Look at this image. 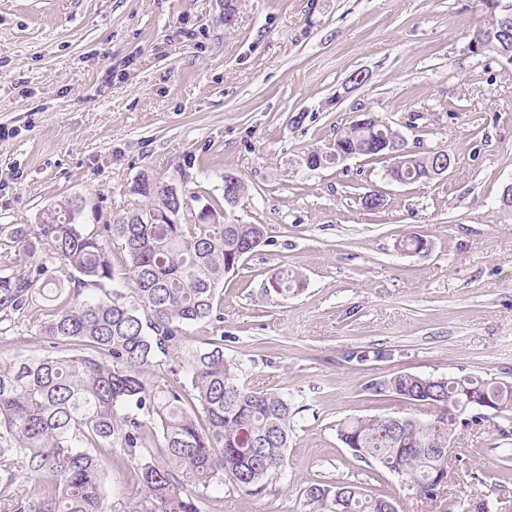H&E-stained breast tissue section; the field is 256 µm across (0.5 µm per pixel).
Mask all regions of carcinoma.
<instances>
[{"instance_id": "carcinoma-1", "label": "carcinoma", "mask_w": 512, "mask_h": 512, "mask_svg": "<svg viewBox=\"0 0 512 512\" xmlns=\"http://www.w3.org/2000/svg\"><path fill=\"white\" fill-rule=\"evenodd\" d=\"M336 140L367 148L349 122ZM407 174L430 181L431 160ZM136 223L125 212L91 230L77 223L83 201L70 198L44 210L36 232H10L35 266L0 273V322L39 310L40 333L52 351L0 362V498L14 493L15 462L26 464L30 489L16 512H106L103 458L120 445L145 489L150 512H200L188 484L205 490L224 479L248 493L261 491L288 466L294 411L275 392L252 389L239 365L224 357V339L187 348V328L213 316L228 265L239 264L265 243L260 224L224 223V206L203 190L180 186L181 206L199 202L198 224H176L161 192L133 180ZM125 252L132 297L114 283L112 242ZM69 293L53 287L57 274ZM290 271L269 281L283 295L301 287ZM171 362L168 375L158 373ZM376 394L438 408L430 420L402 418L387 429L377 417L340 424L342 444L359 461H373L428 491L448 477V437L472 403L488 399L495 412L512 414V382L472 376L422 381L399 373L373 382ZM157 426L159 443L146 447L142 418ZM307 502L321 512H393L384 496L352 484L312 483Z\"/></svg>"}]
</instances>
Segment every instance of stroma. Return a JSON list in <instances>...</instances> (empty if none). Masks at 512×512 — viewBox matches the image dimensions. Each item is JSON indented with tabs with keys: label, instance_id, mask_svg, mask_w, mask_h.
I'll return each mask as SVG.
<instances>
[{
	"label": "stroma",
	"instance_id": "35a3bbf8",
	"mask_svg": "<svg viewBox=\"0 0 512 512\" xmlns=\"http://www.w3.org/2000/svg\"><path fill=\"white\" fill-rule=\"evenodd\" d=\"M484 17L481 0H0V267L39 261L10 228L71 197L87 202L81 223H108L145 169L183 170L218 200L234 174L245 192L225 223L265 227L218 289L221 320L192 325L189 345L223 339L242 381L292 403L287 474L253 495L229 480L199 490L201 512H313L303 490L318 481L398 512L472 498L512 512L498 469L512 419L457 428L463 453L437 503L338 437L350 417L429 418L370 393L402 372L512 381V214L498 202L512 181V64L469 51ZM356 71L365 82L344 91ZM358 112L393 121L410 149L448 150L447 174L399 185L364 156L307 169ZM371 191L382 208L364 207ZM413 232L428 253L401 252ZM282 268L303 280L285 297L264 289ZM39 322L22 317L0 359L48 350ZM360 350L371 358L352 359ZM104 490L109 512H143L120 449Z\"/></svg>",
	"mask_w": 512,
	"mask_h": 512
}]
</instances>
